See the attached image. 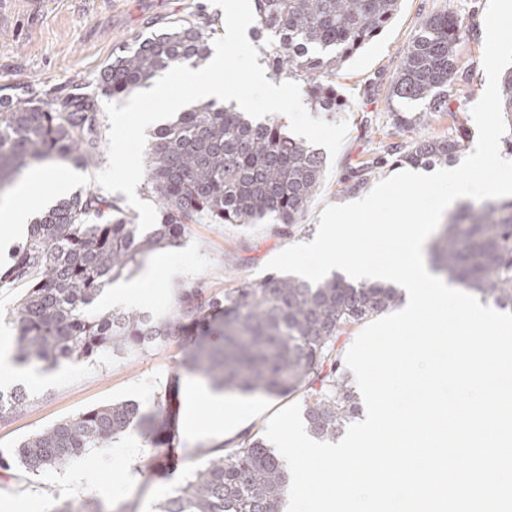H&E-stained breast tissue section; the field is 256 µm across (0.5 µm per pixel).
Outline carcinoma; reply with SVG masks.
<instances>
[{
    "instance_id": "1",
    "label": "carcinoma",
    "mask_w": 512,
    "mask_h": 512,
    "mask_svg": "<svg viewBox=\"0 0 512 512\" xmlns=\"http://www.w3.org/2000/svg\"><path fill=\"white\" fill-rule=\"evenodd\" d=\"M258 37L276 76L292 78L310 103L336 110V75L378 36L398 0H252ZM462 24L451 11L423 19L390 85L392 101L423 100L448 111L438 90L456 71ZM210 34L188 21L139 39L98 76L112 97L158 72L197 65ZM503 143L512 154V68L501 76ZM101 113L84 98L59 108L31 97L0 96V191L23 169L51 158L81 165L98 155ZM460 140L425 138L399 153L414 165L448 163ZM321 152L291 137L278 119L257 121L230 104L207 103L161 127L148 148L144 188L158 201L159 223L142 231L114 202L89 191L46 208L17 247L0 288L29 283L14 308L15 360L39 371L109 353L141 352L177 336H195L186 367L213 386L268 396L302 394L306 428L334 441L359 412L341 370L337 344L350 328L395 307L398 288L352 284L340 276L311 283L272 274L232 292L202 281L177 287L173 314L159 321L133 311H95L105 290L138 270L150 253L179 244L190 226L267 222L291 235L323 181ZM94 214L99 221H88ZM434 270L502 310L512 309V199L468 202L449 214L431 247ZM30 394L0 387V421L22 411ZM140 432L155 448L172 440L171 423L135 402L97 406L23 440L15 451L28 472L56 469L116 438ZM289 483L284 464L261 438H242L199 466L159 512H276Z\"/></svg>"
}]
</instances>
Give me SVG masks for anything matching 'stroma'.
I'll use <instances>...</instances> for the list:
<instances>
[{
    "instance_id": "1",
    "label": "stroma",
    "mask_w": 512,
    "mask_h": 512,
    "mask_svg": "<svg viewBox=\"0 0 512 512\" xmlns=\"http://www.w3.org/2000/svg\"><path fill=\"white\" fill-rule=\"evenodd\" d=\"M488 0H400L393 19L358 51L336 77L342 101L333 112L314 111V118L346 123L347 130L334 161L326 163L320 191L291 239L275 235L272 227L256 224H195L174 249L149 256L160 264L146 289L144 312L167 317L176 287L206 282L214 292L241 288L264 280L265 264L292 243L312 241L325 206L341 205L367 194L397 166L385 154L392 145L411 146L423 137L444 136L464 141V153L477 143L478 128L471 113L483 95L484 17ZM453 10L462 23L457 71L445 95L447 113L434 112L425 125L399 122V115L423 111L419 101H390V81L398 70L423 18ZM187 18L198 26L224 34V12L213 0H45L41 12L24 5L0 16V91L35 93L52 106L86 95L98 108L125 105L126 96L103 95L96 77L114 53L140 37ZM174 258L176 270L165 269ZM189 338L173 339L137 353L106 355L92 362H67L49 372L45 384L29 386V405L0 422V453L14 452L26 437L87 409L114 401H132L145 408L172 395L180 428L173 449L154 448L138 434L96 448L62 469L30 473L16 467L0 479V512H55L64 502L81 506L85 489L75 475L93 466L100 489L94 502L99 512H159L167 495L185 484L190 473L207 459L226 452L241 435L263 436L266 420L282 407L301 402V395L269 398L234 394L235 409L257 404L262 413L244 432L226 434L222 445L207 437L188 438L182 365Z\"/></svg>"
}]
</instances>
